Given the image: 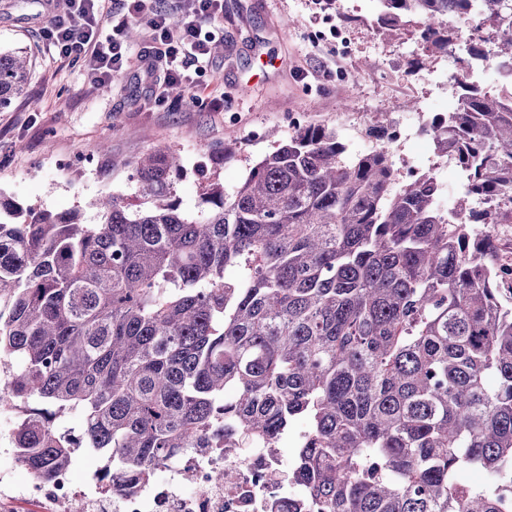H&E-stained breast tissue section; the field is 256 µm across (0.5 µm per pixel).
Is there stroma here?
<instances>
[{
  "label": "stroma",
  "instance_id": "obj_1",
  "mask_svg": "<svg viewBox=\"0 0 512 512\" xmlns=\"http://www.w3.org/2000/svg\"><path fill=\"white\" fill-rule=\"evenodd\" d=\"M340 7L350 31L337 53L307 40V31L326 26L318 0H224L223 49L200 79L197 107L187 109L169 97L156 102L134 57L112 83L92 84L84 62L57 60L41 40L49 15L38 0H0V48L27 49L34 65L25 95L0 110V192L37 211L80 208L94 224L95 200L135 195L134 162L168 146L184 161L178 194L191 207L198 165L222 164L224 186L233 188L287 138L291 115L336 128L360 153L371 113L395 116L410 102L435 108L453 101L455 57H427L412 26L398 37L383 34L377 0H340ZM291 19L296 27H288ZM215 98L223 111L212 110ZM231 140L235 155L227 159ZM102 142L104 155L95 150Z\"/></svg>",
  "mask_w": 512,
  "mask_h": 512
}]
</instances>
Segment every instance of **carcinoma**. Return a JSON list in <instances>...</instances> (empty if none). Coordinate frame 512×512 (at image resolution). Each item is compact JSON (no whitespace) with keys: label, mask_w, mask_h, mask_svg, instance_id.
<instances>
[{"label":"carcinoma","mask_w":512,"mask_h":512,"mask_svg":"<svg viewBox=\"0 0 512 512\" xmlns=\"http://www.w3.org/2000/svg\"><path fill=\"white\" fill-rule=\"evenodd\" d=\"M381 4L391 36L421 16L432 53L461 41L449 16L480 20L448 117L465 216L438 208L434 170L403 177L310 124L231 191L197 169L192 209L169 147L136 163L144 202L109 193L95 224L0 192V405L26 407L12 446L30 474L92 448L121 491L302 419L289 474L309 512H512V288L482 237L496 212L472 208L512 201V111L467 79L469 59L512 63V0ZM31 77L28 52L0 51V107ZM471 469L485 483L458 479Z\"/></svg>","instance_id":"obj_1"}]
</instances>
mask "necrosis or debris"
<instances>
[{
  "label": "necrosis or debris",
  "instance_id": "1",
  "mask_svg": "<svg viewBox=\"0 0 512 512\" xmlns=\"http://www.w3.org/2000/svg\"><path fill=\"white\" fill-rule=\"evenodd\" d=\"M228 466L235 471L233 480H219ZM304 495L289 479L288 461L274 443L185 453L129 493L112 491L98 473L87 493L68 470L50 481L29 477L19 489L0 477V512H10L18 497L40 503L42 512H67L77 498L84 512H270L273 500L298 502Z\"/></svg>",
  "mask_w": 512,
  "mask_h": 512
}]
</instances>
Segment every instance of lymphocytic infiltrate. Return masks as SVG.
Masks as SVG:
<instances>
[{
    "instance_id": "lymphocytic-infiltrate-1",
    "label": "lymphocytic infiltrate",
    "mask_w": 512,
    "mask_h": 512,
    "mask_svg": "<svg viewBox=\"0 0 512 512\" xmlns=\"http://www.w3.org/2000/svg\"><path fill=\"white\" fill-rule=\"evenodd\" d=\"M65 15L53 17L40 36L61 60L88 64L95 80L111 83L130 56H137L160 86L191 88L210 63L215 32L204 23L219 19L224 0H181L180 21L154 0H66ZM142 21L147 30L143 45L131 50L125 38L130 22Z\"/></svg>"
}]
</instances>
